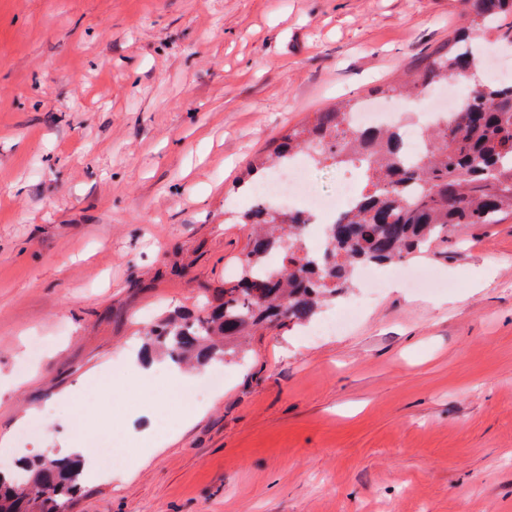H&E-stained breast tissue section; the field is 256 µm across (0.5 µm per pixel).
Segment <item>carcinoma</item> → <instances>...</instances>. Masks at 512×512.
<instances>
[{"label":"carcinoma","instance_id":"obj_1","mask_svg":"<svg viewBox=\"0 0 512 512\" xmlns=\"http://www.w3.org/2000/svg\"><path fill=\"white\" fill-rule=\"evenodd\" d=\"M467 26L445 53L414 78L390 91L419 98L453 81L467 87L444 125L427 132L429 147L412 164L396 128L368 138L345 126L357 110L350 100L317 113L314 123L291 130L276 147L291 155L320 151V163L339 165L350 153L368 152L365 184L353 208L329 228L321 256L300 245L302 218L274 207L244 213L249 250L240 278L198 314L167 319L151 331L153 344L175 363L208 366L236 354L252 329L279 322L304 325L319 302L354 285L358 267L416 258L448 242L459 224H495L512 212V81L477 78L474 47L486 36L512 46V0H464ZM280 266L268 268L272 252ZM78 462L41 456L6 477L0 475V512H60L81 489Z\"/></svg>","mask_w":512,"mask_h":512}]
</instances>
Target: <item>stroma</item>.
Masks as SVG:
<instances>
[{"label":"stroma","mask_w":512,"mask_h":512,"mask_svg":"<svg viewBox=\"0 0 512 512\" xmlns=\"http://www.w3.org/2000/svg\"><path fill=\"white\" fill-rule=\"evenodd\" d=\"M463 23L462 0H0L14 456L178 406L129 389L123 353L236 275L249 237L224 207L250 162L338 97L410 80ZM416 265L430 291L390 282L342 334L249 336L185 430L65 512H512V213Z\"/></svg>","instance_id":"stroma-1"}]
</instances>
